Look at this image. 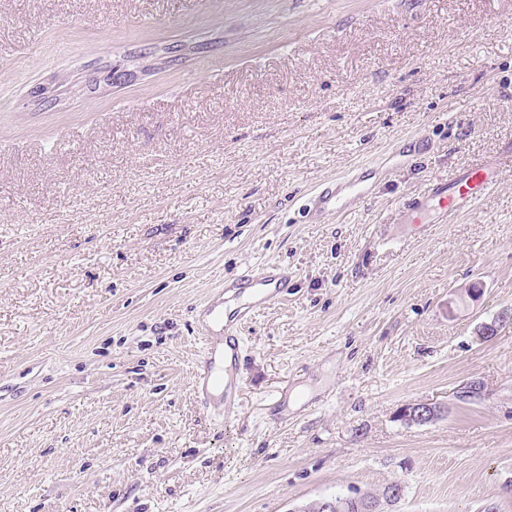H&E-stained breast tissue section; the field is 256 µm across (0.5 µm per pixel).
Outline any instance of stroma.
I'll return each instance as SVG.
<instances>
[{
    "instance_id": "35a3bbf8",
    "label": "stroma",
    "mask_w": 512,
    "mask_h": 512,
    "mask_svg": "<svg viewBox=\"0 0 512 512\" xmlns=\"http://www.w3.org/2000/svg\"><path fill=\"white\" fill-rule=\"evenodd\" d=\"M366 161L373 195L307 223ZM476 163L504 168L486 199L404 234ZM269 262L298 285L243 327L219 426L195 310ZM413 401L447 412L409 426ZM510 480L512 0H0V512H288L392 481L396 512H512Z\"/></svg>"
}]
</instances>
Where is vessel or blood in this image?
Instances as JSON below:
<instances>
[{"instance_id": "vessel-or-blood-1", "label": "vessel or blood", "mask_w": 512, "mask_h": 512, "mask_svg": "<svg viewBox=\"0 0 512 512\" xmlns=\"http://www.w3.org/2000/svg\"><path fill=\"white\" fill-rule=\"evenodd\" d=\"M372 167L359 168L327 180L306 204L308 216L325 221L351 208L353 201L368 197ZM499 180L496 164H481L459 173L452 180L434 181L429 190L413 197L406 205V221L415 229L433 223L436 215L455 219L485 199ZM296 275L282 265L247 268L225 280L212 297L200 305L195 316V330L202 342L195 363L196 391L214 422H233L240 407L239 370L244 361L242 326L269 306L288 297L295 287ZM234 293L241 301L234 318L224 316V296Z\"/></svg>"}]
</instances>
